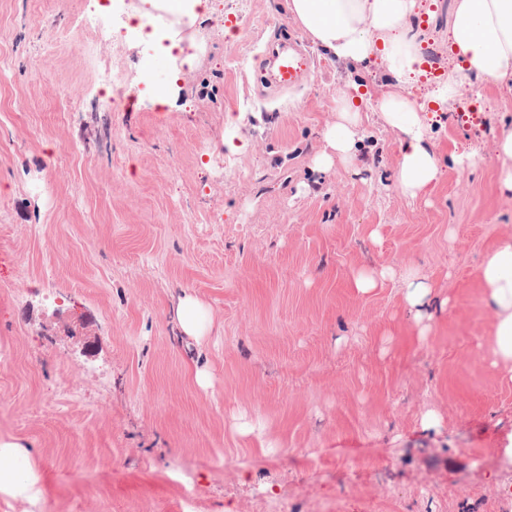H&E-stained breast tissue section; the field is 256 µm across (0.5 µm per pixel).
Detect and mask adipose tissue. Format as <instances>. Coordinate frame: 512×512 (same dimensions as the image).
Instances as JSON below:
<instances>
[{"mask_svg":"<svg viewBox=\"0 0 512 512\" xmlns=\"http://www.w3.org/2000/svg\"><path fill=\"white\" fill-rule=\"evenodd\" d=\"M283 7L330 59L381 77L376 110L400 145L394 186L404 196L426 195L441 181L433 125L454 111L466 91L489 82L512 92V0H454L448 18L453 64L444 79L420 95L415 87L426 74L419 51L423 28L417 23L422 0H284ZM360 102L349 90L338 93L337 120L324 135L326 148L315 158L317 167L354 160ZM479 272L495 313L490 352L495 365L512 374V237L490 248ZM44 494L24 445L0 437V498L35 506Z\"/></svg>","mask_w":512,"mask_h":512,"instance_id":"1","label":"adipose tissue"}]
</instances>
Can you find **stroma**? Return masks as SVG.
Masks as SVG:
<instances>
[{"label":"stroma","instance_id":"1","mask_svg":"<svg viewBox=\"0 0 512 512\" xmlns=\"http://www.w3.org/2000/svg\"><path fill=\"white\" fill-rule=\"evenodd\" d=\"M424 2L435 77L453 0ZM170 3L186 72L101 44L78 18L98 0H0V436L29 450L41 512H512V377L478 272L512 235L491 134L512 93L476 84L434 126L441 156L477 157L412 199L367 108L355 162L316 168L337 92L369 76L317 50L299 88L266 85L270 44L299 32L282 0L184 25ZM115 58L130 89L109 112ZM364 269L386 273L367 294ZM410 271L450 301L425 332ZM187 293L198 338L176 327Z\"/></svg>","mask_w":512,"mask_h":512}]
</instances>
